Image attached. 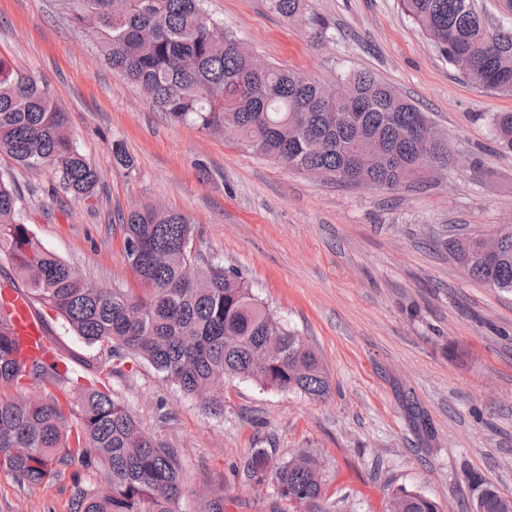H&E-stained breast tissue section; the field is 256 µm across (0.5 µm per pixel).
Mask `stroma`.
<instances>
[{
    "label": "stroma",
    "instance_id": "35a3bbf8",
    "mask_svg": "<svg viewBox=\"0 0 512 512\" xmlns=\"http://www.w3.org/2000/svg\"><path fill=\"white\" fill-rule=\"evenodd\" d=\"M308 5L320 34L269 0H205L265 62L328 84L366 70L394 87L447 132L448 173L388 191L290 170L233 137L162 117L102 62L95 34L73 26L61 0H0V58L65 110L99 185L77 198L53 167L24 168L3 153L0 175L15 184L41 243L109 288L132 280L122 215L145 203L188 214L195 251L238 267L316 348L329 395L229 380L216 418L148 363L87 346L52 314L49 339L76 370L99 373L144 431L178 450L182 512H204L206 490L223 492L225 512H273L274 497L254 494L237 474L258 448L278 462L317 452L326 494L344 512H385L396 488L423 493L440 512H467L480 478L512 498V291L473 281L444 247L449 233L512 223V151L498 148L488 121L512 112V96L464 80L399 0ZM116 140L133 173L115 165ZM71 489L67 472L33 487L0 473V512H69Z\"/></svg>",
    "mask_w": 512,
    "mask_h": 512
}]
</instances>
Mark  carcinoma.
<instances>
[{"label": "carcinoma", "mask_w": 512, "mask_h": 512, "mask_svg": "<svg viewBox=\"0 0 512 512\" xmlns=\"http://www.w3.org/2000/svg\"><path fill=\"white\" fill-rule=\"evenodd\" d=\"M308 0H271L289 21L320 24ZM72 21L97 33V48L112 69L143 88L174 122L210 134L231 132L252 154L300 173L320 171L328 180L396 189L424 178L433 165L453 158L448 134L414 135L426 112L369 71H354L325 85L274 64L252 65L254 55L230 31L211 35L217 23L204 0H64ZM405 14L448 63L481 89L512 96V28L489 30L473 0H401ZM500 146L512 150V112L490 116ZM382 156L374 168L359 165L360 143ZM0 152L19 165H53L63 189L86 198L98 173L77 147L62 108L28 76L0 58ZM116 165L133 161L115 141ZM123 250L133 288L94 284L38 242L25 222L19 196L0 176V260L26 284L34 305L60 317L85 344L111 356L149 363L165 381L224 416L226 380L322 399L330 379L317 351L275 318L246 277L222 261L192 253L194 226L187 214L144 204L121 218ZM497 250L485 254L479 237L445 243L454 262L491 288L512 291V225L495 228ZM10 314L0 303V383L46 377L78 391L73 414L80 433L71 436L59 402L16 395L0 398V472L25 485L46 484L73 469L70 512H180L183 468L179 454L143 431L130 412L100 390L83 385L74 371L52 373L17 357ZM316 455L300 449L271 462L257 448L243 464L241 480L252 491L271 489L290 512L297 500L307 512H336L325 496ZM102 483L86 484L82 473ZM386 512H440L436 501L405 488L394 490ZM472 512H512V498L482 488Z\"/></svg>", "instance_id": "cac0c4a2"}]
</instances>
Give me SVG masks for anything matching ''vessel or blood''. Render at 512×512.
Masks as SVG:
<instances>
[{
  "instance_id": "1",
  "label": "vessel or blood",
  "mask_w": 512,
  "mask_h": 512,
  "mask_svg": "<svg viewBox=\"0 0 512 512\" xmlns=\"http://www.w3.org/2000/svg\"><path fill=\"white\" fill-rule=\"evenodd\" d=\"M0 302L11 312V325L19 343L21 358H41L48 348L47 331L28 297L4 281L0 283Z\"/></svg>"
}]
</instances>
